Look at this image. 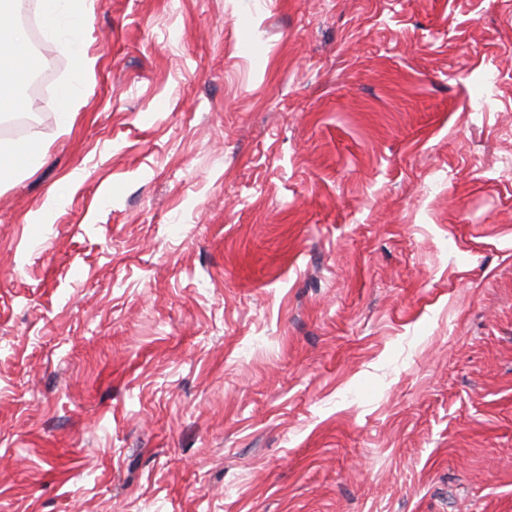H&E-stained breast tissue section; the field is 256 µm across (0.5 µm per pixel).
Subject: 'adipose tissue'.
Returning a JSON list of instances; mask_svg holds the SVG:
<instances>
[{"label":"adipose tissue","instance_id":"ef3b65f1","mask_svg":"<svg viewBox=\"0 0 512 512\" xmlns=\"http://www.w3.org/2000/svg\"><path fill=\"white\" fill-rule=\"evenodd\" d=\"M43 22L57 36L60 52L71 62L73 77L82 80L89 64L83 38L89 20L87 0H41ZM0 112H22L28 109L26 98L19 95L23 84L36 66L28 46L17 35L14 0H0ZM44 158L38 132L20 141H0V180L39 167Z\"/></svg>","mask_w":512,"mask_h":512}]
</instances>
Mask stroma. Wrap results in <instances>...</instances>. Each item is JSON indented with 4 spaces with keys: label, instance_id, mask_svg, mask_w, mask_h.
Masks as SVG:
<instances>
[{
    "label": "stroma",
    "instance_id": "stroma-1",
    "mask_svg": "<svg viewBox=\"0 0 512 512\" xmlns=\"http://www.w3.org/2000/svg\"><path fill=\"white\" fill-rule=\"evenodd\" d=\"M38 35L0 512H512V0H94L66 130Z\"/></svg>",
    "mask_w": 512,
    "mask_h": 512
}]
</instances>
